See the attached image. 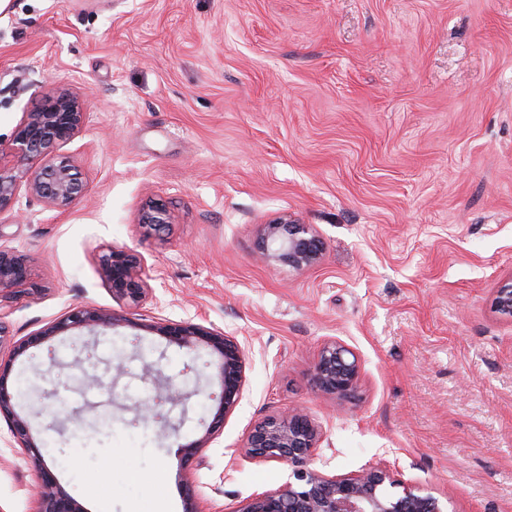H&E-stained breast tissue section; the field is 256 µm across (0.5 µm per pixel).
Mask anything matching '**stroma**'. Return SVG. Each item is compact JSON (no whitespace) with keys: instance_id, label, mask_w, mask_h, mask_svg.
Returning a JSON list of instances; mask_svg holds the SVG:
<instances>
[{"instance_id":"obj_1","label":"stroma","mask_w":512,"mask_h":512,"mask_svg":"<svg viewBox=\"0 0 512 512\" xmlns=\"http://www.w3.org/2000/svg\"><path fill=\"white\" fill-rule=\"evenodd\" d=\"M77 97L85 195L64 211L19 194L0 244L32 292L0 304V361L62 490L85 512H233L287 466L244 456L249 430L301 405L321 427L311 467L384 462L448 512H512V0H10L0 11V158L24 113ZM170 225L147 236L144 207ZM288 213L325 242L304 270L260 257ZM134 250L152 295L116 303L96 272ZM126 317L13 356L71 308ZM159 319L235 336L239 406L201 465L182 445L211 421L213 359L151 332ZM362 367L355 398L312 385L324 343ZM131 349L122 374L109 362ZM159 378L190 392L158 434L139 409ZM100 376L82 387L81 371ZM111 416V428L101 420ZM38 473L0 420V512H36ZM493 309L501 318L512 322V276L496 288Z\"/></svg>"}]
</instances>
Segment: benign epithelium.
<instances>
[{
    "label": "benign epithelium",
    "mask_w": 512,
    "mask_h": 512,
    "mask_svg": "<svg viewBox=\"0 0 512 512\" xmlns=\"http://www.w3.org/2000/svg\"><path fill=\"white\" fill-rule=\"evenodd\" d=\"M85 118L80 102L69 95H47L35 110L25 113L13 139V151L31 167L21 170L0 161V212L22 191L55 210L68 209L84 195L85 183L77 176L74 165L68 158L55 154V149L80 132ZM138 224L147 234L158 233L169 225V216L162 205L151 204L143 209ZM259 249L267 262L300 270L321 259L325 243L310 226L284 214L262 226ZM98 273L117 302L137 306L151 293L143 278L140 257L127 247L113 246L104 252ZM28 276L26 257L0 244V298L17 293ZM493 309L512 322V277L496 288ZM122 322L123 318L114 312L92 306L76 307L15 346L13 356L68 331L93 332ZM148 329L180 348L196 351L206 347L215 356L213 366L220 392L210 396L215 402L212 421L202 437L183 446L186 461L198 460L214 429L243 399L245 351L236 337L200 324L163 320L148 325ZM10 372L9 366L0 365V418L7 421L14 441L25 450L38 472L37 512H84L75 499L60 489L41 452V439L34 436L26 417L16 411L19 390L9 387ZM360 380L361 364L356 355L336 341L324 344L312 374L316 390L343 400L355 394ZM190 397L191 394L158 381L141 406L162 434L171 426L161 412L162 407L183 406ZM320 438L319 424L302 407L256 424L245 438V456L258 463L284 464L291 469V479L273 490L256 494L234 512H447L439 498L415 483L396 478L382 464L357 474L332 476L309 467Z\"/></svg>",
    "instance_id": "obj_1"
}]
</instances>
